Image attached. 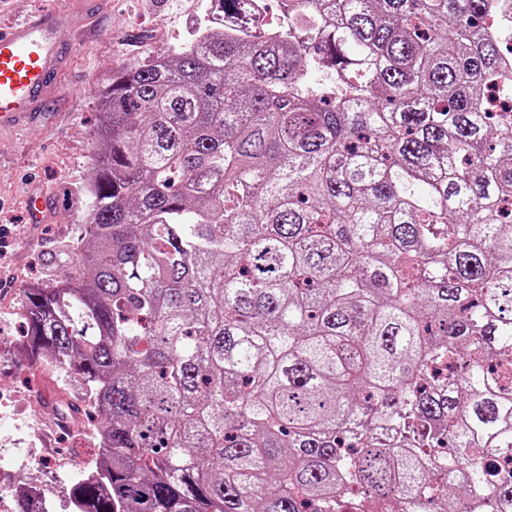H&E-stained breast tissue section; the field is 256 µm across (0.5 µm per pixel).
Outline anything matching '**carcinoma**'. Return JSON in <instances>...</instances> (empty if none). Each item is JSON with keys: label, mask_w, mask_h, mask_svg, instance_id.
I'll list each match as a JSON object with an SVG mask.
<instances>
[{"label": "carcinoma", "mask_w": 512, "mask_h": 512, "mask_svg": "<svg viewBox=\"0 0 512 512\" xmlns=\"http://www.w3.org/2000/svg\"><path fill=\"white\" fill-rule=\"evenodd\" d=\"M208 2L98 90L23 290L97 416L74 512H512V0Z\"/></svg>", "instance_id": "carcinoma-1"}]
</instances>
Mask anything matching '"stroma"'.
I'll return each instance as SVG.
<instances>
[{"mask_svg": "<svg viewBox=\"0 0 512 512\" xmlns=\"http://www.w3.org/2000/svg\"><path fill=\"white\" fill-rule=\"evenodd\" d=\"M204 8V0H104L81 17V44L38 120L0 130V382L16 394L9 418L0 424L21 437L32 434L81 457L95 454L83 437L48 421L68 395L59 369L20 347V299L77 235L86 204L82 188L90 176L96 87L116 67L149 61L183 38ZM38 194L47 198L49 213L35 224L26 207Z\"/></svg>", "mask_w": 512, "mask_h": 512, "instance_id": "1", "label": "stroma"}]
</instances>
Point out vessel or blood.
<instances>
[{
	"instance_id": "1",
	"label": "vessel or blood",
	"mask_w": 512,
	"mask_h": 512,
	"mask_svg": "<svg viewBox=\"0 0 512 512\" xmlns=\"http://www.w3.org/2000/svg\"><path fill=\"white\" fill-rule=\"evenodd\" d=\"M76 48L70 20L47 5L0 27V127L36 115Z\"/></svg>"
}]
</instances>
